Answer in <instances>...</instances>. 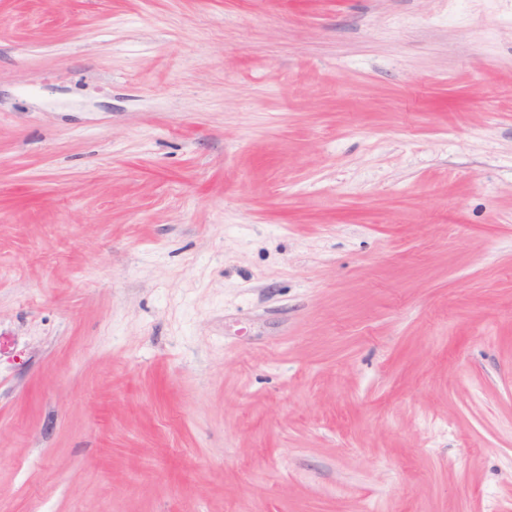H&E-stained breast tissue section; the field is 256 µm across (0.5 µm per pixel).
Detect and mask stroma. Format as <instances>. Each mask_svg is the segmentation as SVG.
<instances>
[{
    "instance_id": "35a3bbf8",
    "label": "stroma",
    "mask_w": 512,
    "mask_h": 512,
    "mask_svg": "<svg viewBox=\"0 0 512 512\" xmlns=\"http://www.w3.org/2000/svg\"><path fill=\"white\" fill-rule=\"evenodd\" d=\"M0 512H512V0H0Z\"/></svg>"
}]
</instances>
